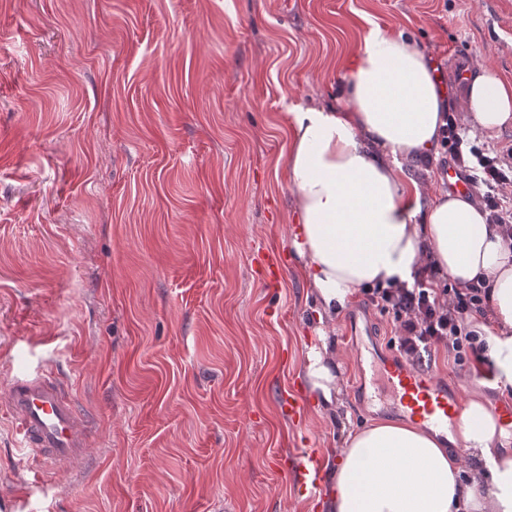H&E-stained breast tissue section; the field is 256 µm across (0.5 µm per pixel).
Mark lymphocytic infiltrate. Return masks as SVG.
I'll return each mask as SVG.
<instances>
[{"mask_svg":"<svg viewBox=\"0 0 512 512\" xmlns=\"http://www.w3.org/2000/svg\"><path fill=\"white\" fill-rule=\"evenodd\" d=\"M441 143L450 160L473 183L486 189L484 200L489 220L512 243V145L491 148L462 135L454 113H447ZM428 277L410 288H370L366 294L380 312L391 314L393 345L401 358L419 370L430 368L439 349L453 355L458 366L480 358L486 342L469 330L467 321L485 312L488 294L482 284L458 287Z\"/></svg>","mask_w":512,"mask_h":512,"instance_id":"lymphocytic-infiltrate-1","label":"lymphocytic infiltrate"}]
</instances>
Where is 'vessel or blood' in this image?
<instances>
[{
	"label": "vessel or blood",
	"instance_id": "obj_1",
	"mask_svg": "<svg viewBox=\"0 0 512 512\" xmlns=\"http://www.w3.org/2000/svg\"><path fill=\"white\" fill-rule=\"evenodd\" d=\"M386 382L398 410L413 409L422 420L440 430L457 427L463 407L459 387L395 360L383 363ZM8 406L24 442L44 461L65 459L80 463L86 447V428L66 387L47 375L5 386ZM293 481L302 496L315 500L327 495L326 472L318 452L304 451L291 458Z\"/></svg>",
	"mask_w": 512,
	"mask_h": 512
}]
</instances>
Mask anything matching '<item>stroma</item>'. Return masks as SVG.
I'll list each match as a JSON object with an SVG mask.
<instances>
[{
	"mask_svg": "<svg viewBox=\"0 0 512 512\" xmlns=\"http://www.w3.org/2000/svg\"><path fill=\"white\" fill-rule=\"evenodd\" d=\"M376 26L412 34L452 94L463 68L512 80V0H0V378L53 373L89 425L81 467L36 466L0 394L14 512H325L288 457L335 463L345 422L383 419L397 352L363 292L317 317L287 123L333 102ZM322 340L343 410L308 391L292 423L278 395ZM430 373L507 400L446 350Z\"/></svg>",
	"mask_w": 512,
	"mask_h": 512,
	"instance_id": "35a3bbf8",
	"label": "stroma"
}]
</instances>
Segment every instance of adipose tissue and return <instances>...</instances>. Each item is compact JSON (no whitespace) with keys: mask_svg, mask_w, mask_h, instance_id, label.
<instances>
[{"mask_svg":"<svg viewBox=\"0 0 512 512\" xmlns=\"http://www.w3.org/2000/svg\"><path fill=\"white\" fill-rule=\"evenodd\" d=\"M344 108L300 107L290 115L288 180L297 224L292 245L326 314L347 309L361 287L413 285L423 254L437 277L484 280V336L495 385L512 390V247L471 198L423 199L407 164L437 158L447 96L436 69L404 32L370 29L346 61ZM473 131L493 139L512 127V81L490 70L462 97ZM311 350L305 377L319 405L341 391ZM512 438L481 400L467 401L454 432L416 420H380L347 432L332 474L328 512H512Z\"/></svg>","mask_w":512,"mask_h":512,"instance_id":"adipose-tissue-1","label":"adipose tissue"}]
</instances>
